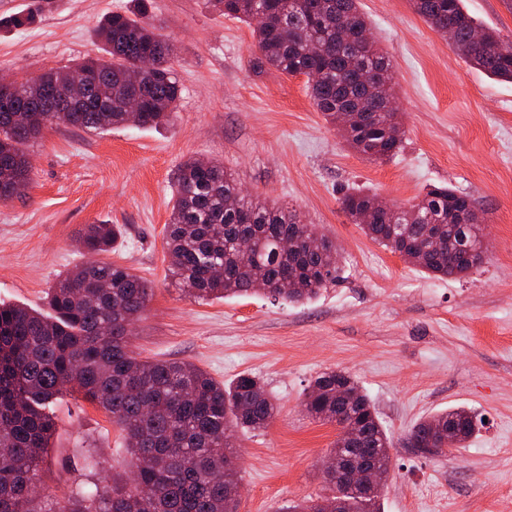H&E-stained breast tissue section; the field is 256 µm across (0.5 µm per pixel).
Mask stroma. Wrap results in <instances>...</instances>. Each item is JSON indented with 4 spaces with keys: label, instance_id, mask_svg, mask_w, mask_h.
I'll return each mask as SVG.
<instances>
[{
    "label": "stroma",
    "instance_id": "1",
    "mask_svg": "<svg viewBox=\"0 0 512 512\" xmlns=\"http://www.w3.org/2000/svg\"><path fill=\"white\" fill-rule=\"evenodd\" d=\"M361 3L391 60L403 123L395 157L371 161L347 146L316 111L305 76L255 73L252 25L203 0H148L174 49L177 113L157 128L102 134L58 125L30 143V184L0 204V303L47 311L59 275L85 260L79 232L118 225L103 261L152 288L132 351L195 364L222 383L253 374L280 407L235 445L237 512H277L324 493L319 463L337 430L301 402L329 370L358 381L393 438L384 512H512V82L467 65L409 0ZM132 6L54 0L34 24L0 28V76L68 69L92 54L101 16ZM466 6L512 44V0ZM191 157L222 161L248 193L317 225L338 248L336 280L303 303L186 296L168 272L165 230L175 173ZM431 186L469 195L482 219L485 260L464 278L427 275L341 206L352 188L406 205ZM457 406L478 421L466 447L426 458L404 446L417 421ZM51 411L43 476L57 495L129 470L121 431L102 409L71 393Z\"/></svg>",
    "mask_w": 512,
    "mask_h": 512
}]
</instances>
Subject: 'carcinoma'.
Wrapping results in <instances>:
<instances>
[{"label":"carcinoma","instance_id":"cac0c4a2","mask_svg":"<svg viewBox=\"0 0 512 512\" xmlns=\"http://www.w3.org/2000/svg\"><path fill=\"white\" fill-rule=\"evenodd\" d=\"M135 10L103 16L97 27L101 54L63 71H47L18 82L15 112H0V203L30 180L26 146L44 130L66 124L104 132L128 123L125 100L142 98L140 127L153 128L177 108L180 90L171 69L172 46L150 22L146 0ZM437 32L453 31L451 45L470 66L512 82V44L471 15L464 0H410ZM221 15L255 22L252 67L287 76L303 75L325 120L370 160L401 147V117L386 109L394 96L389 58L369 40L353 51L343 23L354 35L367 22L357 0H207ZM482 34L474 39V32ZM165 56L157 70L138 74L135 62ZM384 72L365 83L361 70ZM86 77L84 101L47 100L40 121L25 111L28 95L71 85ZM356 112L362 123L348 128L341 114ZM174 203L166 228L169 271L182 291L200 299L258 292L288 303L314 298L337 274L336 246L302 222L294 210L243 194L235 173L220 162L186 160L174 181ZM342 209L370 238L438 278H461L484 258L480 217L469 196L451 187H431L416 202L385 211L376 195L348 192ZM121 234L115 224H89L80 248L100 255ZM435 236L460 245L453 255L419 247ZM299 245L284 251L280 243ZM249 241L252 255L240 254ZM152 288L129 268L101 261L78 265L59 276L48 293L53 314L0 305V512H235L233 488L240 468L231 438L239 430L266 428L278 406L264 383L241 374L230 384L200 367L172 360L142 359L130 349L131 324L145 312ZM83 395L121 427L133 459L126 478L78 488L59 498L42 480L40 462L56 422L48 412L65 387ZM312 418L352 428L354 455L390 475L392 440L371 399L344 371L320 374L303 400ZM453 427L460 448L473 437L476 420L455 408L415 424L407 437L422 456H443L442 441ZM343 512H382L381 496H368L339 480L328 486Z\"/></svg>","mask_w":512,"mask_h":512}]
</instances>
